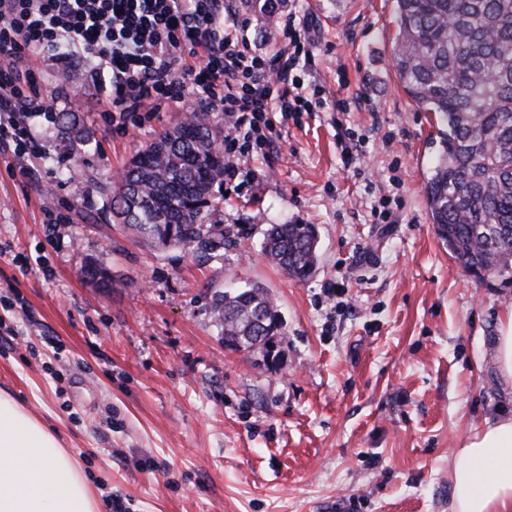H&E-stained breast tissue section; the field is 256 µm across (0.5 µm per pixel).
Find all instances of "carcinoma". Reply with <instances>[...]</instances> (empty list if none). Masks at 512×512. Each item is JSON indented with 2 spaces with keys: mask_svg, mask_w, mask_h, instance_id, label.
<instances>
[{
  "mask_svg": "<svg viewBox=\"0 0 512 512\" xmlns=\"http://www.w3.org/2000/svg\"><path fill=\"white\" fill-rule=\"evenodd\" d=\"M271 18L283 0H245ZM392 63L407 94L438 117L440 149L424 185L430 223L464 270L512 274V0H396ZM81 143L77 118L61 116ZM224 183L219 125L194 113L164 131L111 182L86 179L110 200L112 219L150 246L193 255L224 247L206 223L213 190ZM311 224H271L266 260L307 280L317 267ZM84 277L112 288L107 268L91 259ZM210 314L224 346L271 354L286 323L267 289L251 285L212 296Z\"/></svg>",
  "mask_w": 512,
  "mask_h": 512,
  "instance_id": "1",
  "label": "carcinoma"
}]
</instances>
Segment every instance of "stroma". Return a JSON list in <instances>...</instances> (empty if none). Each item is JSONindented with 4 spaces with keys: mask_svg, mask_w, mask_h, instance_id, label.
Instances as JSON below:
<instances>
[{
    "mask_svg": "<svg viewBox=\"0 0 512 512\" xmlns=\"http://www.w3.org/2000/svg\"><path fill=\"white\" fill-rule=\"evenodd\" d=\"M282 8L312 24L303 78L329 104L277 119L274 147L227 183L206 217L223 249L141 246L87 190L84 175L110 181L184 114L167 107L112 132L96 81L63 78L76 58L41 61L40 92L67 87L57 110L90 144L36 117L43 156L0 153V392L54 432L101 512L117 500L124 512H448L456 449L512 415L495 361L512 284L476 282L429 221L436 120L392 67L394 0ZM338 97L350 111L333 109ZM342 126L356 144L349 170ZM385 206L390 221L377 223ZM287 220L318 232L304 282L260 253L267 225ZM89 259L110 270L111 291L82 276ZM252 284L287 324L273 363L225 348L211 324L214 292Z\"/></svg>",
    "mask_w": 512,
    "mask_h": 512,
    "instance_id": "obj_1",
    "label": "stroma"
}]
</instances>
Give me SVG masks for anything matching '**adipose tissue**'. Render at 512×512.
<instances>
[{
    "mask_svg": "<svg viewBox=\"0 0 512 512\" xmlns=\"http://www.w3.org/2000/svg\"><path fill=\"white\" fill-rule=\"evenodd\" d=\"M87 484L54 432L0 393V512H99ZM450 512H512V417L455 454Z\"/></svg>",
    "mask_w": 512,
    "mask_h": 512,
    "instance_id": "obj_1",
    "label": "adipose tissue"
}]
</instances>
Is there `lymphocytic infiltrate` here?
Wrapping results in <instances>:
<instances>
[{"instance_id": "obj_1", "label": "lymphocytic infiltrate", "mask_w": 512, "mask_h": 512, "mask_svg": "<svg viewBox=\"0 0 512 512\" xmlns=\"http://www.w3.org/2000/svg\"><path fill=\"white\" fill-rule=\"evenodd\" d=\"M282 47L253 48L245 22H224V0H0V150L37 155L29 117L53 107L41 96L38 60L66 45L106 73L112 128L141 127L176 106L224 115V179L243 158L273 143V113L296 119L323 104V87H305L312 65L308 24L297 13L276 22Z\"/></svg>"}]
</instances>
